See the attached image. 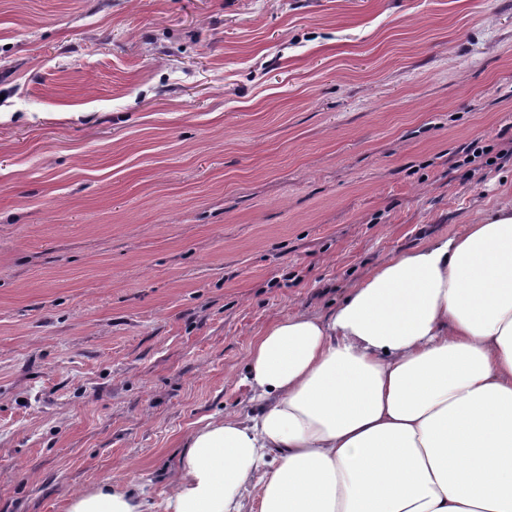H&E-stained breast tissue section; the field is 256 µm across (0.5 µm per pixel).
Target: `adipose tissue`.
<instances>
[{"instance_id": "1", "label": "adipose tissue", "mask_w": 512, "mask_h": 512, "mask_svg": "<svg viewBox=\"0 0 512 512\" xmlns=\"http://www.w3.org/2000/svg\"><path fill=\"white\" fill-rule=\"evenodd\" d=\"M254 408L185 438L166 512H512V202L276 317ZM68 512H148L135 483Z\"/></svg>"}]
</instances>
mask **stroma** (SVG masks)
<instances>
[{
  "mask_svg": "<svg viewBox=\"0 0 512 512\" xmlns=\"http://www.w3.org/2000/svg\"><path fill=\"white\" fill-rule=\"evenodd\" d=\"M508 201L512 0H0V512H163L275 317ZM139 487L133 481L119 486L104 483L91 492L70 496L68 512H150Z\"/></svg>",
  "mask_w": 512,
  "mask_h": 512,
  "instance_id": "35a3bbf8",
  "label": "stroma"
}]
</instances>
